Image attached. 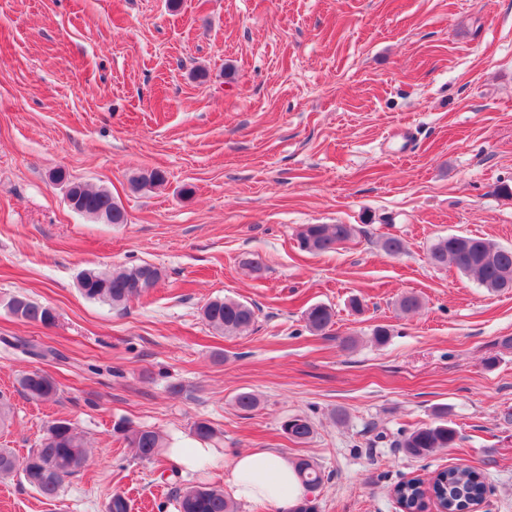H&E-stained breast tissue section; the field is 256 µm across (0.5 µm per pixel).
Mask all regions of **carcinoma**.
I'll list each match as a JSON object with an SVG mask.
<instances>
[{
    "label": "carcinoma",
    "mask_w": 512,
    "mask_h": 512,
    "mask_svg": "<svg viewBox=\"0 0 512 512\" xmlns=\"http://www.w3.org/2000/svg\"><path fill=\"white\" fill-rule=\"evenodd\" d=\"M51 179L65 185L70 208L75 213L101 220L107 224L127 223L124 207L107 189H94L70 180L62 169L54 171ZM165 182L163 172L151 170L132 178L137 189L153 188ZM356 234L352 224H305L298 232L301 250L315 255L334 252ZM428 261L441 268L453 264L465 276L472 278L490 292L512 288V247L482 238L449 234L434 240L428 250ZM161 274L157 267L144 263L120 267L110 273L88 268L79 276V290L86 298L100 301L113 308L127 305L141 296L144 287L155 285ZM16 318L51 326L56 321L53 311L25 295L9 302ZM205 321L225 335H241L255 324L254 307L230 297H216L202 309ZM306 326L313 332H323L334 323V313L323 304H314L304 311ZM21 392L30 400L50 402L58 396L55 380L39 370L29 371L19 378ZM282 430L298 443L307 441L314 433L311 421L295 415L282 424ZM113 431L138 457L155 462L167 442L151 429H132L120 423ZM191 433L197 440L218 447L220 433L206 420L193 424ZM458 432L448 423V411H442L439 421L414 429L398 440L397 447L410 458L425 459L442 448L457 445ZM87 462L86 445L67 419L53 420L40 447L33 448L23 459L11 451L0 449V478L20 471L25 481L46 498L55 497L66 478L84 468ZM293 466L304 487L305 495L293 512H319L314 492L323 482L322 471L310 460L299 458ZM487 487L486 476L478 468L453 465L444 468L428 482L419 477L404 479L395 485V496L402 512H422L427 502L434 500L447 512H464L476 505ZM179 512H237L235 502L224 490L207 481L174 490Z\"/></svg>",
    "instance_id": "1"
}]
</instances>
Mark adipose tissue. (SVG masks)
<instances>
[{"mask_svg":"<svg viewBox=\"0 0 512 512\" xmlns=\"http://www.w3.org/2000/svg\"><path fill=\"white\" fill-rule=\"evenodd\" d=\"M228 482L236 499L263 502L271 512H293L304 494L292 464L267 450L235 456L229 466Z\"/></svg>","mask_w":512,"mask_h":512,"instance_id":"ef3b65f1","label":"adipose tissue"}]
</instances>
